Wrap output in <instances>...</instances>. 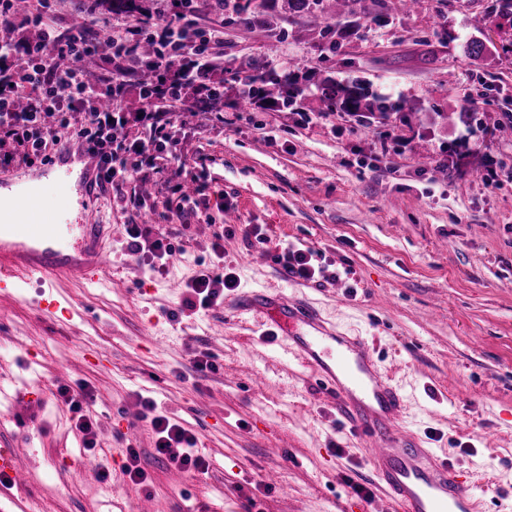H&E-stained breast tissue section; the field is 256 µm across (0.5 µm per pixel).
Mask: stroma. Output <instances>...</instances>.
Masks as SVG:
<instances>
[{"mask_svg":"<svg viewBox=\"0 0 512 512\" xmlns=\"http://www.w3.org/2000/svg\"><path fill=\"white\" fill-rule=\"evenodd\" d=\"M490 3L425 0L379 24L363 0L357 34L333 53L322 20L286 0L244 40L234 15L199 0V28L223 25L234 69L264 58L280 71L357 78L414 112L404 123L361 124L324 112L313 86L296 107L247 112L228 80L223 131H200L184 113L177 133L206 158L190 169L210 198L226 197L227 211L181 217L151 197L139 211L105 192L92 218L112 227V262L97 283L59 289L57 320L35 307L38 279L0 295V448L16 451L11 493L41 512H359L351 482L378 484L347 422L233 307L239 294L266 289L309 298L373 349L406 397L404 429L474 481L481 512L512 499V20L488 32ZM268 23L283 30L273 51ZM489 33L494 49L471 56L469 43ZM485 80L488 99L470 107ZM304 112L311 123H301ZM176 216L187 229L163 269L130 254L126 225L165 236ZM248 224L265 243L245 238ZM290 246L313 251L332 279H285L277 257ZM203 270L233 273L237 287L218 305L183 311L185 285ZM204 353L216 369L201 375L193 361ZM252 374L265 386L246 388ZM82 386L98 423L91 449L59 394ZM145 398L194 437L207 472L173 484L140 416ZM131 448L147 475L140 485L123 472Z\"/></svg>","mask_w":512,"mask_h":512,"instance_id":"1","label":"stroma"}]
</instances>
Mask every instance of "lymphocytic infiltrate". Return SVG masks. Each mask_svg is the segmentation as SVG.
I'll use <instances>...</instances> for the list:
<instances>
[{
	"label": "lymphocytic infiltrate",
	"mask_w": 512,
	"mask_h": 512,
	"mask_svg": "<svg viewBox=\"0 0 512 512\" xmlns=\"http://www.w3.org/2000/svg\"><path fill=\"white\" fill-rule=\"evenodd\" d=\"M193 0L175 14L152 21L94 23L78 30L61 31L53 22L51 0H31L26 14L15 9V0H0V23L21 30L17 41L0 42V169L47 158L66 138L86 143L105 165L103 187L115 190L121 202L139 206L141 199L129 184L158 177L160 192L177 197L179 210H209L205 185L186 192L183 182L166 173L170 159L188 156L186 142L176 137L180 113L195 112L200 128L211 131L224 125L223 83L224 28H196ZM38 30L36 39L24 37L27 28ZM154 42L157 55L151 61L159 76L152 99L142 113L125 111L126 97L138 90L137 75L143 65L140 46ZM92 55L101 61L97 73L60 69L64 57ZM193 88V99L182 92ZM56 117V127L46 124ZM233 275L200 273L187 284L184 307H208L236 287ZM155 451L174 466L203 472L204 457L194 454L195 440L169 418L154 414Z\"/></svg>",
	"instance_id": "f902f5d3"
}]
</instances>
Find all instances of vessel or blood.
<instances>
[{
	"instance_id": "vessel-or-blood-1",
	"label": "vessel or blood",
	"mask_w": 512,
	"mask_h": 512,
	"mask_svg": "<svg viewBox=\"0 0 512 512\" xmlns=\"http://www.w3.org/2000/svg\"><path fill=\"white\" fill-rule=\"evenodd\" d=\"M43 168L60 174L54 213L22 198L0 213L1 295L26 276L52 288L61 282L91 284L108 263L106 227L91 220L101 184L97 157L68 142ZM235 305L259 320L268 340L297 356L335 399L363 442L379 478L380 499L396 512H479L473 488L448 457L401 430L406 400L361 337L337 330L312 303L292 295L254 290L240 295Z\"/></svg>"
}]
</instances>
